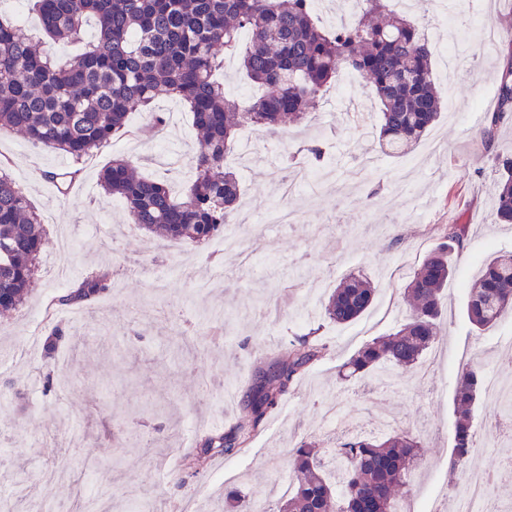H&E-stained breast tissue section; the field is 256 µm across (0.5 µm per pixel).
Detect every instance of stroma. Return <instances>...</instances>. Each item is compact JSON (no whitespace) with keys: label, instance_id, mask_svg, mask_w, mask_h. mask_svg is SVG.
Listing matches in <instances>:
<instances>
[{"label":"stroma","instance_id":"35a3bbf8","mask_svg":"<svg viewBox=\"0 0 512 512\" xmlns=\"http://www.w3.org/2000/svg\"><path fill=\"white\" fill-rule=\"evenodd\" d=\"M460 5L448 21L473 30L460 45L468 65L453 72L438 121L407 153H381L373 134L378 102L361 78L346 90L333 87L309 122L260 137L246 162L235 165L240 200L259 226L244 255L224 251L216 238L199 246L147 239L124 204L99 186L100 170L116 156L178 187L193 180L196 130L177 99L156 100V111L175 117L158 131L149 113L130 114L127 133L83 162L65 196L49 175L71 166V158L0 131V158L47 237L31 297L0 317V384L13 382L19 393L0 406V499H11L23 484L29 495L16 512H44L96 484L109 487L110 512H130L145 500L164 512L185 502L194 512H224V492L236 488L272 505L293 482L295 446L304 440L335 446L336 434L323 423V404L334 397L359 433L373 434L389 420L420 442L406 492L421 512H444L462 478L449 468L456 377L467 365L500 375L502 361L512 357V315L480 334L464 304V289L483 263L495 251H512V227L493 215L495 171L472 121L475 112L495 106L501 62L475 32L512 22V0H501L492 14L478 12L474 0ZM309 143L327 148L335 180L300 189L299 223H271L279 187L270 172L283 169L285 151ZM455 219L468 224L469 246L444 290L440 341L421 359L429 377L416 370L387 387L342 379V366L358 349L404 322V288L434 245L436 226ZM162 266L173 275L158 279ZM185 266L193 282L181 277ZM104 267L114 279L107 296L77 313L53 305L55 296ZM353 273L374 282L375 302L339 326L324 318L321 303ZM55 327L82 345L76 353L64 349L51 368L42 345ZM312 329L327 350L268 414L261 433L198 476L180 472L181 458L205 434L246 422L242 400L255 374L287 359L291 345ZM145 403L164 407V415L142 413ZM123 424L139 433V446L120 448ZM116 452L123 467L100 469L99 460Z\"/></svg>","mask_w":512,"mask_h":512}]
</instances>
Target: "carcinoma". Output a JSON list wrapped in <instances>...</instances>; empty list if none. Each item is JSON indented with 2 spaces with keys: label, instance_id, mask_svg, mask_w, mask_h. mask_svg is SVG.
I'll return each mask as SVG.
<instances>
[{
  "label": "carcinoma",
  "instance_id": "cac0c4a2",
  "mask_svg": "<svg viewBox=\"0 0 512 512\" xmlns=\"http://www.w3.org/2000/svg\"><path fill=\"white\" fill-rule=\"evenodd\" d=\"M39 35L25 33L0 16V129L34 145L59 150L79 164L126 128L129 113L149 110L166 95L191 112L201 134L191 157L195 178L180 191L139 174L116 157L99 185L120 198L133 223L165 240L205 243L222 232L238 210L239 187L227 158L238 130L250 124L275 133L310 118L336 75L357 73L374 88L380 104L379 142L390 155L405 153L437 121L441 100L432 50L421 25L384 0H365L357 21L325 29L312 0H31ZM93 18L95 38L60 62L40 52V39L80 43ZM251 34L245 49L239 33ZM239 57L246 77L263 93L246 106L226 94L214 72L227 55ZM497 111L489 112L479 137L498 171L494 216L512 223V156L495 149V132L512 113V56L498 74ZM468 225L441 224L434 246L406 286L412 310L396 331L365 344L345 363V378L378 371H410L436 342L443 291L467 249ZM46 244L38 214L0 162V312L21 307ZM107 270L90 272L56 297L60 306L83 307L108 293ZM370 279L349 274L322 302L338 325L354 322L372 305ZM466 313L480 332L512 313V252L490 257L467 288ZM43 348L55 360L63 334L55 329ZM325 346L304 337L259 372L244 400L249 425L207 435L184 469L197 474L209 461L231 455L257 434L290 385L323 356ZM483 374L466 367L455 389L451 469L467 464L476 448L471 408ZM420 445L406 433L348 435L335 447L301 442L294 449V483L273 512H401L403 489ZM228 512H254L240 492L225 498Z\"/></svg>",
  "mask_w": 512,
  "mask_h": 512
}]
</instances>
